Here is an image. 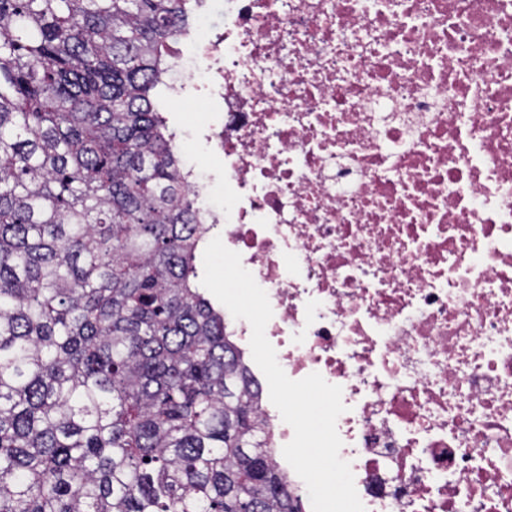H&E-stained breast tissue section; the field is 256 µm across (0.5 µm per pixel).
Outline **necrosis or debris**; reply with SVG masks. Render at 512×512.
<instances>
[{"label": "necrosis or debris", "instance_id": "1", "mask_svg": "<svg viewBox=\"0 0 512 512\" xmlns=\"http://www.w3.org/2000/svg\"><path fill=\"white\" fill-rule=\"evenodd\" d=\"M224 205L294 380L341 386L366 512H512V0H193Z\"/></svg>", "mask_w": 512, "mask_h": 512}]
</instances>
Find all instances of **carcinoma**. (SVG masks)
I'll use <instances>...</instances> for the list:
<instances>
[{
	"mask_svg": "<svg viewBox=\"0 0 512 512\" xmlns=\"http://www.w3.org/2000/svg\"><path fill=\"white\" fill-rule=\"evenodd\" d=\"M188 0H0V512H301L196 265ZM170 126H200L205 120H213L215 114L208 110L205 96L200 95L186 102H174L165 112Z\"/></svg>",
	"mask_w": 512,
	"mask_h": 512,
	"instance_id": "carcinoma-1",
	"label": "carcinoma"
}]
</instances>
